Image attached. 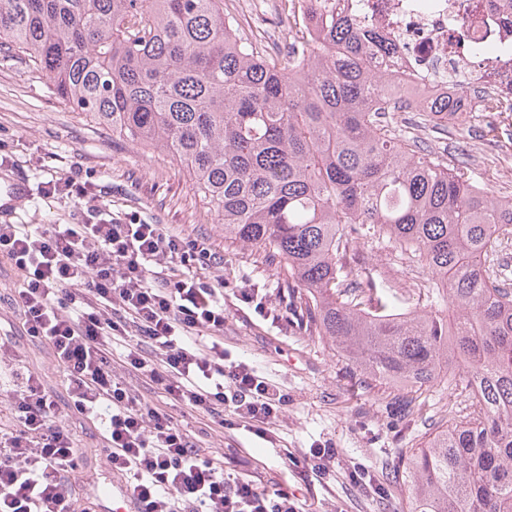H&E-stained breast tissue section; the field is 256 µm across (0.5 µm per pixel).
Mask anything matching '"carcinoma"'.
Here are the masks:
<instances>
[{
    "label": "carcinoma",
    "mask_w": 512,
    "mask_h": 512,
    "mask_svg": "<svg viewBox=\"0 0 512 512\" xmlns=\"http://www.w3.org/2000/svg\"><path fill=\"white\" fill-rule=\"evenodd\" d=\"M349 2L304 0L298 58L261 55L224 0H0V52L28 62L112 134L174 157L224 224L262 250L306 326L360 373L423 409L445 380L469 401L421 448L399 450L413 512H512V288L491 263L512 241V197L471 182L403 130L446 133L367 62L392 45ZM424 268L437 309L400 311L360 258L357 227Z\"/></svg>",
    "instance_id": "1"
}]
</instances>
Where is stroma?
Returning <instances> with one entry per match:
<instances>
[{
    "mask_svg": "<svg viewBox=\"0 0 512 512\" xmlns=\"http://www.w3.org/2000/svg\"><path fill=\"white\" fill-rule=\"evenodd\" d=\"M462 137V132H450L432 148L446 162L456 163L463 159ZM0 157L6 160L0 166V224L71 223L73 200L44 197L41 185L78 173L99 186L113 217L164 225L205 241L223 256L224 350L230 360L246 363L274 382L287 394L288 408L261 438L239 424L214 428L201 443L207 454L220 457L237 449L248 472L262 484L287 488L308 512H412L407 489L393 469L399 450L424 442L442 410L455 402L447 384L424 388L421 414L403 418L391 412V385L360 375L336 346L309 332L263 252L225 241L220 218L197 194L179 162L98 129L31 66L2 59ZM466 162L473 182L494 195H512V165L498 168L481 156ZM24 185L29 188L26 199L17 206L8 202L10 189ZM360 242L363 261L373 275L393 285L399 309H431L430 299L416 287L426 277L422 268L399 258L388 241L364 234ZM23 279V272L0 253V337L11 342L19 358L16 371L0 372V387L12 388L17 373H34L63 408L69 401L68 383L50 347L27 335L13 304ZM243 288L266 296L269 315H259L241 301ZM72 428L83 457V470L75 478L79 503L86 512H112L111 503L100 496L113 478L101 454V421L80 417L73 419ZM325 441L338 450L327 478L290 467L288 455H303ZM357 464L368 469L370 484L352 481L350 472Z\"/></svg>",
    "mask_w": 512,
    "mask_h": 512,
    "instance_id": "obj_1",
    "label": "stroma"
}]
</instances>
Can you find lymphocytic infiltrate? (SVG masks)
I'll list each match as a JSON object with an SVG mask.
<instances>
[{
    "mask_svg": "<svg viewBox=\"0 0 512 512\" xmlns=\"http://www.w3.org/2000/svg\"><path fill=\"white\" fill-rule=\"evenodd\" d=\"M41 193L77 200L79 223L0 224V252L24 272L16 302L28 336L52 350L70 391L59 409L41 378L8 390L11 422L0 427V512H77L69 475L80 456L68 413L100 417L103 451L143 512H305L286 490L198 448L172 416L150 407L127 374L149 379L171 400L256 436L288 398L245 363L227 362L222 256L160 224L110 217L89 181L44 182ZM169 269L152 276V266ZM126 339L121 367L112 341Z\"/></svg>",
    "mask_w": 512,
    "mask_h": 512,
    "instance_id": "obj_1",
    "label": "lymphocytic infiltrate"
}]
</instances>
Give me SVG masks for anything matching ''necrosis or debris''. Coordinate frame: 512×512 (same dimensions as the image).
<instances>
[{
  "instance_id": "4bbe7bcc",
  "label": "necrosis or debris",
  "mask_w": 512,
  "mask_h": 512,
  "mask_svg": "<svg viewBox=\"0 0 512 512\" xmlns=\"http://www.w3.org/2000/svg\"><path fill=\"white\" fill-rule=\"evenodd\" d=\"M354 17L394 46L411 102L465 90L512 112V0H357Z\"/></svg>"
}]
</instances>
